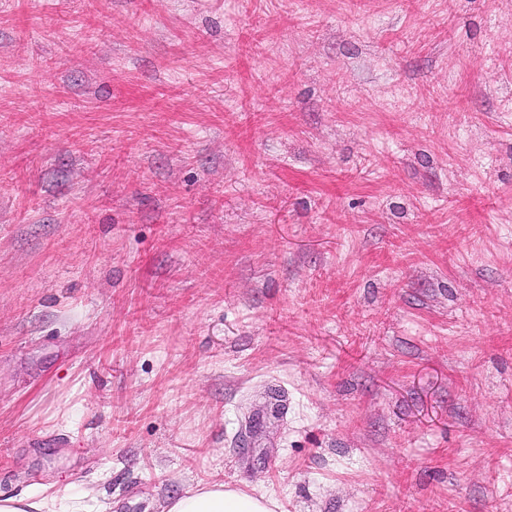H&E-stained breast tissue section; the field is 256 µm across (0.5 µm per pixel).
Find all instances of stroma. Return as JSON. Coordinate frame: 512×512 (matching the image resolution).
I'll list each match as a JSON object with an SVG mask.
<instances>
[{
	"label": "stroma",
	"instance_id": "35a3bbf8",
	"mask_svg": "<svg viewBox=\"0 0 512 512\" xmlns=\"http://www.w3.org/2000/svg\"><path fill=\"white\" fill-rule=\"evenodd\" d=\"M512 512V0H0V496ZM278 500L224 484L197 485L168 499L165 512H276Z\"/></svg>",
	"mask_w": 512,
	"mask_h": 512
}]
</instances>
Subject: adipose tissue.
<instances>
[{"instance_id": "1", "label": "adipose tissue", "mask_w": 512, "mask_h": 512, "mask_svg": "<svg viewBox=\"0 0 512 512\" xmlns=\"http://www.w3.org/2000/svg\"><path fill=\"white\" fill-rule=\"evenodd\" d=\"M278 500L224 484L198 485L168 499L165 512H277Z\"/></svg>"}]
</instances>
